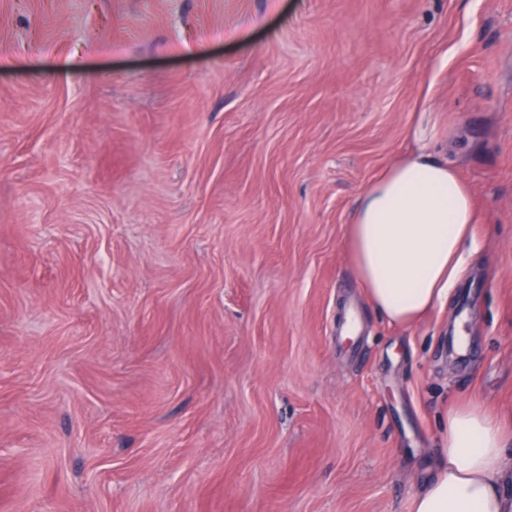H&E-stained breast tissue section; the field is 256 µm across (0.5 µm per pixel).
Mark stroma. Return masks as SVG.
Instances as JSON below:
<instances>
[{
	"label": "stroma",
	"instance_id": "1",
	"mask_svg": "<svg viewBox=\"0 0 512 512\" xmlns=\"http://www.w3.org/2000/svg\"><path fill=\"white\" fill-rule=\"evenodd\" d=\"M420 126L481 250L398 327L346 232ZM466 403L512 432V0H0V512H412Z\"/></svg>",
	"mask_w": 512,
	"mask_h": 512
}]
</instances>
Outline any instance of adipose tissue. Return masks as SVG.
<instances>
[{"mask_svg": "<svg viewBox=\"0 0 512 512\" xmlns=\"http://www.w3.org/2000/svg\"><path fill=\"white\" fill-rule=\"evenodd\" d=\"M415 147L363 191L348 227L364 294L388 323L411 326L444 305L477 251L473 197L423 129ZM413 512H512V439L482 408L448 413L447 453Z\"/></svg>", "mask_w": 512, "mask_h": 512, "instance_id": "adipose-tissue-1", "label": "adipose tissue"}]
</instances>
